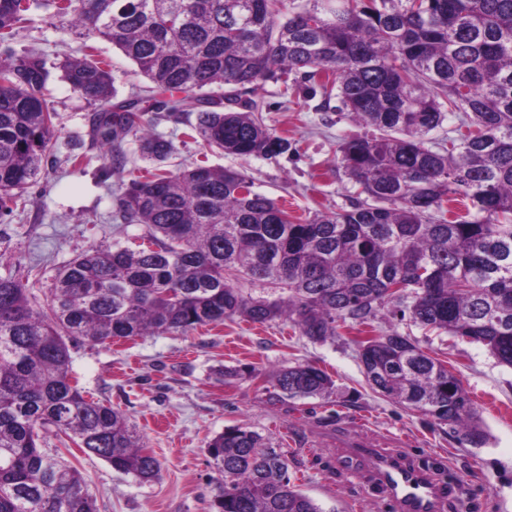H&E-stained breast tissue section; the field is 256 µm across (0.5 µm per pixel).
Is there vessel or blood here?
Listing matches in <instances>:
<instances>
[{
    "label": "vessel or blood",
    "instance_id": "1",
    "mask_svg": "<svg viewBox=\"0 0 512 512\" xmlns=\"http://www.w3.org/2000/svg\"><path fill=\"white\" fill-rule=\"evenodd\" d=\"M372 461L382 492L396 512H436L447 494L446 488L432 483L422 472L393 458L376 455Z\"/></svg>",
    "mask_w": 512,
    "mask_h": 512
}]
</instances>
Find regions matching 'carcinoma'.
<instances>
[{
	"instance_id": "obj_1",
	"label": "carcinoma",
	"mask_w": 512,
	"mask_h": 512,
	"mask_svg": "<svg viewBox=\"0 0 512 512\" xmlns=\"http://www.w3.org/2000/svg\"><path fill=\"white\" fill-rule=\"evenodd\" d=\"M0 0V45L37 10L82 38L101 37L151 83L120 104L108 64H48L35 47L0 59V213L26 205L56 133L48 91L59 70L97 106L95 136L124 165L132 137L163 160L151 93L182 92L184 136L227 155L288 152L248 94L291 74L336 97L380 134L339 146L365 198L301 218L254 190L244 172L186 165L132 175L117 199L136 248L115 240L56 274L46 304L0 277V512H97L83 475L42 447L50 430L141 482L159 472L121 411L86 394L69 344L187 333L228 319L288 321L322 343L337 324L370 326L389 303L438 334L482 345L512 367V0ZM457 117V136L430 134ZM467 199L455 214L449 203ZM255 286L246 292L238 280ZM402 293L387 292L392 283ZM370 388L439 423L462 446L487 435L468 392L419 341L393 331L357 341ZM274 389L323 397L331 376L310 364L279 369ZM220 478L215 512H323L292 482L288 461L258 432L231 426L208 444Z\"/></svg>"
}]
</instances>
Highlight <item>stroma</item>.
Instances as JSON below:
<instances>
[{
  "label": "stroma",
  "instance_id": "1",
  "mask_svg": "<svg viewBox=\"0 0 512 512\" xmlns=\"http://www.w3.org/2000/svg\"><path fill=\"white\" fill-rule=\"evenodd\" d=\"M93 44L111 64L118 98L146 86L119 49L99 38ZM31 45L55 62L63 53H76L80 43L37 12L12 43L16 50ZM48 89L58 119L46 175L28 188L25 210L0 215V276L32 287L41 303L57 271L77 255L113 239L137 243L144 232L118 214L116 197L128 176L112 169L107 146L91 137L93 105L60 78ZM254 97L267 125L288 138L287 153L268 159L227 156L185 140L183 124L160 112L154 130L175 146L164 169L198 163L242 170L256 191L297 216L349 208L355 189L337 169V147L346 137L365 134V127L355 124L338 100L324 102L320 89L301 78L292 91L269 82L257 87ZM82 153L92 155L91 165L73 166L71 157ZM373 325L379 336L395 329L415 337L458 376L489 433L484 447H461L447 426L373 392L358 360L362 326L339 327L333 340L314 343L286 322L254 325L237 319L183 335L71 344L74 375L90 396L136 425L144 447L160 462L156 479L139 482L63 445L52 433L46 448L81 471L97 512H214L219 473L208 443L235 425L280 448L293 482L324 512H390L377 473L359 454L363 448L395 456L450 486L440 512H512V369L497 365L480 345L423 330L391 304ZM302 362L332 377V393L276 398L266 375ZM244 365L256 367L258 378L232 376V369Z\"/></svg>",
  "mask_w": 512,
  "mask_h": 512
}]
</instances>
